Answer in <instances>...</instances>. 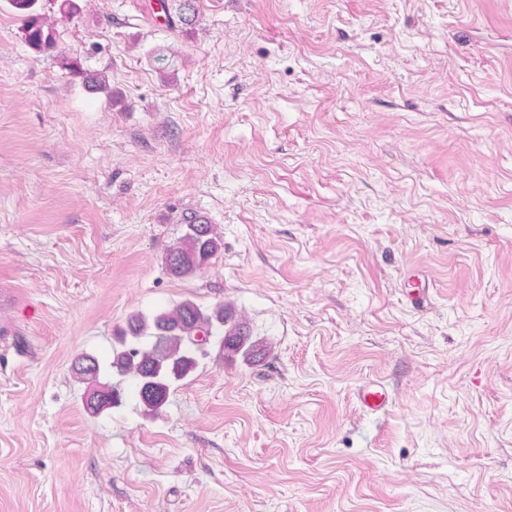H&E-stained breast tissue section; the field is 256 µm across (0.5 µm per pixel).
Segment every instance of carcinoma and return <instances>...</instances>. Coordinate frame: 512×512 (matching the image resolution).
<instances>
[{"instance_id": "1", "label": "carcinoma", "mask_w": 512, "mask_h": 512, "mask_svg": "<svg viewBox=\"0 0 512 512\" xmlns=\"http://www.w3.org/2000/svg\"><path fill=\"white\" fill-rule=\"evenodd\" d=\"M23 18L26 42L39 51L54 48L52 28L36 11L38 0H9ZM177 18L173 21L168 0L161 9L171 28L180 23L189 26L197 20L195 0H177ZM224 248L216 228L195 218L186 224L185 233L165 251L167 271L176 278L190 277ZM216 347V358L232 361L238 357L254 362L266 355V348L252 340L235 310L224 304L204 309L190 299L150 316H131L119 330V346L112 349L110 368L121 380H131L140 403L148 413H156L166 404L172 386L188 378L198 362L200 344ZM99 361L82 356L75 365V381L85 385V407L93 415L122 402L123 392L112 382L100 381Z\"/></svg>"}]
</instances>
